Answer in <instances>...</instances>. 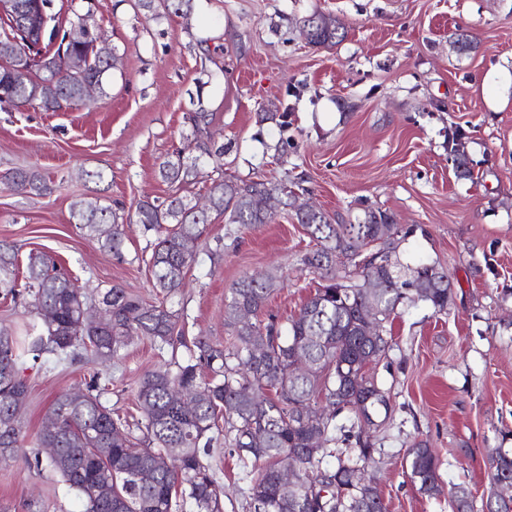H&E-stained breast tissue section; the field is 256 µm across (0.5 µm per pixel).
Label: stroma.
<instances>
[{"mask_svg":"<svg viewBox=\"0 0 512 512\" xmlns=\"http://www.w3.org/2000/svg\"><path fill=\"white\" fill-rule=\"evenodd\" d=\"M135 0H94V23L118 60L105 96L59 112L0 110V175L33 167L52 193L39 197L0 182V241L20 257L50 253L77 285H120L154 299L147 260L151 237L126 228L125 261L83 235L72 202L101 199L134 213L144 197L165 198L159 164L181 148L186 113H212L209 145L190 184L202 197L212 182L300 183L303 200L346 222L373 208L412 228L399 260H435L454 286L449 314L425 303L399 306L394 346L374 372L389 390L394 421L379 436L367 473L387 512H452L447 495L427 497L407 474L417 440L440 458L442 481L481 495L491 449L512 448V0H193L188 17L152 18ZM345 32L314 46L301 36L310 10ZM475 49L453 47L457 29ZM269 120H260V113ZM460 132L473 180L456 179L448 135ZM102 172V180L80 171ZM310 237L290 216L243 227L216 220L175 299L187 337L221 344L224 300L241 278L278 271L264 312L296 314L319 283L299 262ZM171 350L133 337L115 365L28 368L25 409L37 432L55 395L84 387L93 372L111 378L107 405L137 415V381ZM224 512H249L243 464L217 451ZM80 512L57 475L24 462L0 465V508Z\"/></svg>","mask_w":512,"mask_h":512,"instance_id":"35a3bbf8","label":"stroma"}]
</instances>
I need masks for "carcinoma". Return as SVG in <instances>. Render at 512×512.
<instances>
[{"label":"carcinoma","instance_id":"cac0c4a2","mask_svg":"<svg viewBox=\"0 0 512 512\" xmlns=\"http://www.w3.org/2000/svg\"><path fill=\"white\" fill-rule=\"evenodd\" d=\"M193 0H137V7L154 18L186 17ZM47 5L48 35L39 45L38 60L17 68L28 49L11 5L0 18V107L19 109L35 104L57 112L84 103L83 85L100 82L105 94L108 60L93 42H68L60 33V13ZM310 44L333 45L344 33L336 19L314 11L303 17ZM60 75L58 98L43 97L42 82ZM192 137L173 159L159 167L170 188L167 198L140 202L136 223L155 236L150 257L156 297L146 301L120 286L88 292L46 252L28 255L26 275L19 278L17 249L0 243V294L20 299L33 315L24 343L0 328V464L23 456L28 465L58 473L68 491L81 502L82 512H224V485L205 457L224 441L246 468L250 512H385L377 491L361 483L362 471L374 461L376 432L392 420L395 408L368 367L392 349L385 324L399 305L427 303L436 314L453 304L448 269L422 261L414 267L393 260L407 236L404 228L380 210L367 208L357 223L340 224L328 213L305 211L295 185L264 181H214L207 190L208 208L195 210L181 187L197 177L195 164L183 154L212 122L207 112L187 117ZM454 173L473 178V160L461 136L449 141ZM11 187L28 194L50 190L37 171L15 168L5 177ZM274 197L281 210L303 225L315 247L302 264L321 283L298 313L281 323L243 322V311L256 318L279 285L275 272L239 280L224 302V325L233 342L213 345L202 337L186 339L180 312L168 303L183 286L195 260L206 226L222 218L226 224H269L274 214L259 206L257 197ZM71 216L85 235L122 261V210L101 202L78 201ZM372 303L380 334H367L361 307ZM104 303L108 321L93 328L85 313ZM133 336L183 349L145 373L135 392L140 419L131 424L103 401L109 388L98 374L84 389L56 395L34 440H28L22 413L29 394L27 361L60 364L66 360L105 366L122 358ZM306 370L294 368L297 360ZM191 397L183 404L173 393ZM224 425H219V420ZM352 449L336 452V445ZM32 454L24 453L26 447ZM56 448V456L41 449ZM336 460L329 466L327 458ZM409 477L418 490L433 497L443 491L439 460L425 440L409 449ZM296 469L297 488L284 493L278 483L283 467ZM488 483L482 495L460 485L448 486L454 512H512V500L499 498L497 485L512 482V449L496 448L485 461Z\"/></svg>","mask_w":512,"mask_h":512}]
</instances>
